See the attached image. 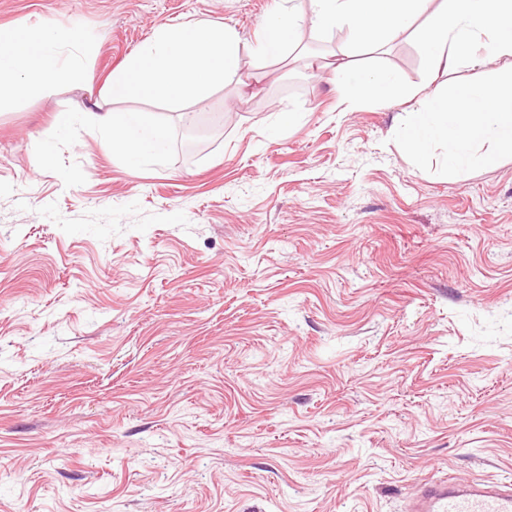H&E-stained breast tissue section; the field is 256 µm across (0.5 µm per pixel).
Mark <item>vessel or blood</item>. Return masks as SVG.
Segmentation results:
<instances>
[{"instance_id":"b4317fda","label":"vessel or blood","mask_w":512,"mask_h":512,"mask_svg":"<svg viewBox=\"0 0 512 512\" xmlns=\"http://www.w3.org/2000/svg\"><path fill=\"white\" fill-rule=\"evenodd\" d=\"M406 512H512V482L426 480Z\"/></svg>"}]
</instances>
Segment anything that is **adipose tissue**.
Listing matches in <instances>:
<instances>
[{"instance_id":"1","label":"adipose tissue","mask_w":512,"mask_h":512,"mask_svg":"<svg viewBox=\"0 0 512 512\" xmlns=\"http://www.w3.org/2000/svg\"><path fill=\"white\" fill-rule=\"evenodd\" d=\"M296 22L277 13L265 19L255 45L244 46L237 33L219 25L166 27L114 74L110 91L116 99H159L169 104L199 97L235 74L243 52L268 58L285 57L294 42ZM90 52L74 33L58 26H40L22 33L0 26V95L36 91L50 95L60 80L83 73L81 59ZM351 100L386 101L398 93L396 76L373 69L344 81ZM100 131L122 159L145 161L165 145L164 124L147 112H103Z\"/></svg>"}]
</instances>
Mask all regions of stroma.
Here are the masks:
<instances>
[{
	"instance_id": "obj_1",
	"label": "stroma",
	"mask_w": 512,
	"mask_h": 512,
	"mask_svg": "<svg viewBox=\"0 0 512 512\" xmlns=\"http://www.w3.org/2000/svg\"><path fill=\"white\" fill-rule=\"evenodd\" d=\"M274 6L0 0V26L97 47L0 102V512H402L424 479L512 481V158L420 170L392 140L410 102H349L323 62L425 96L481 69L423 76L409 33L352 53L293 0L287 60L111 98L159 29L249 46ZM124 110L168 127L159 163L113 154L94 115Z\"/></svg>"
}]
</instances>
